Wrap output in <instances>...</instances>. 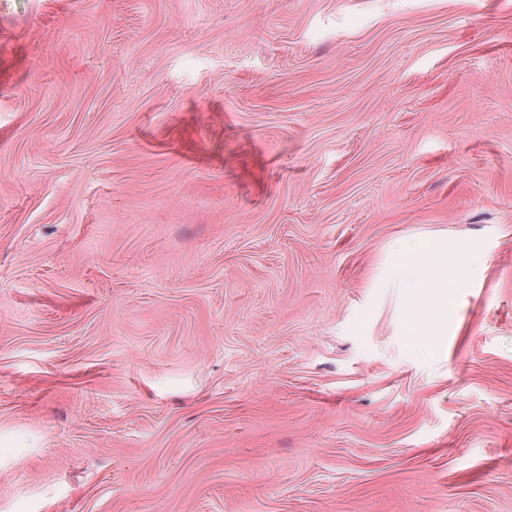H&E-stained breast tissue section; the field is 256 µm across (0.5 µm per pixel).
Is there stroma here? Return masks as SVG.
Returning a JSON list of instances; mask_svg holds the SVG:
<instances>
[{
    "instance_id": "35a3bbf8",
    "label": "stroma",
    "mask_w": 512,
    "mask_h": 512,
    "mask_svg": "<svg viewBox=\"0 0 512 512\" xmlns=\"http://www.w3.org/2000/svg\"><path fill=\"white\" fill-rule=\"evenodd\" d=\"M0 512H512V0H0ZM463 281L448 271V239L441 236L410 238L391 248L382 287L404 293V332L409 346L423 345L437 354L453 336L448 321V288Z\"/></svg>"
}]
</instances>
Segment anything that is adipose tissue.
I'll list each match as a JSON object with an SVG mask.
<instances>
[{"label": "adipose tissue", "mask_w": 512, "mask_h": 512, "mask_svg": "<svg viewBox=\"0 0 512 512\" xmlns=\"http://www.w3.org/2000/svg\"><path fill=\"white\" fill-rule=\"evenodd\" d=\"M383 287L404 294V334L408 345L439 352L455 332L448 320V291L461 279L448 271V240L441 236L409 239L392 247Z\"/></svg>", "instance_id": "1"}]
</instances>
